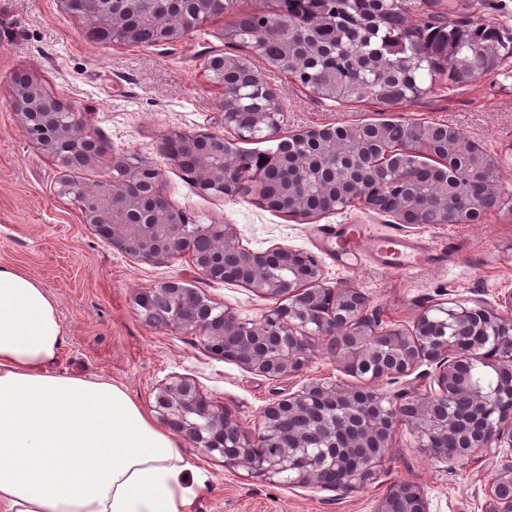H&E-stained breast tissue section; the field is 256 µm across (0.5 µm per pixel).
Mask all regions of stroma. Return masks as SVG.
<instances>
[{
    "instance_id": "1",
    "label": "stroma",
    "mask_w": 512,
    "mask_h": 512,
    "mask_svg": "<svg viewBox=\"0 0 512 512\" xmlns=\"http://www.w3.org/2000/svg\"><path fill=\"white\" fill-rule=\"evenodd\" d=\"M234 20V14L221 15L171 43L101 46L86 39L83 21L66 14L59 0H0V263L36 277L56 299L65 329L58 370L123 385L153 412L154 422L162 420L154 412L158 389L180 378L194 382L215 408L250 428L268 404L312 380L371 387L397 401L401 393L418 390L414 377L372 384L348 375L332 354L318 348L303 372L269 378L212 354L201 337L148 324L135 297L162 281H181L243 320L259 318L272 303L250 288L208 280L187 258L155 265L113 248L83 223L75 203L57 195L62 168L28 138L12 107L13 78L23 72L37 76L75 109L106 154H133L160 168L169 200L195 223L234 225L243 245L254 251L281 245L314 254L328 285L361 289L383 323L412 325L424 307L451 299L499 306L512 291V210L491 213L478 224L405 226L356 205L304 223L252 199L200 194L164 156L163 143L171 134L225 135L223 94L205 65L225 53L224 29ZM256 66L278 93L285 131L383 119L446 124L495 157L501 188L512 195V65L457 87L439 79L427 96L385 110L371 99L326 101L284 71L261 60ZM356 222L375 233L418 240L443 260L399 274L370 264L353 267L322 249L321 225ZM183 449L206 485L193 512H375L398 482L419 485L429 512H484L485 490L506 458L505 449L493 448L450 471L419 448L403 425L379 479L345 494L283 480L261 483L191 443Z\"/></svg>"
}]
</instances>
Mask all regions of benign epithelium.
I'll return each instance as SVG.
<instances>
[{
    "mask_svg": "<svg viewBox=\"0 0 512 512\" xmlns=\"http://www.w3.org/2000/svg\"><path fill=\"white\" fill-rule=\"evenodd\" d=\"M80 19L89 26L112 11V0H83ZM12 103L29 137L67 170L103 156L100 143L61 99L49 94L35 77L13 83ZM268 137L283 141L322 139L334 134L336 124L311 127L301 133L282 134L279 112H268ZM186 146L205 147L199 170L193 175L202 194L229 193L245 198L260 184L248 163L237 159L224 165V157L209 150H224V138L208 132L182 136ZM112 180L95 188L76 183L67 174L58 181L57 194L77 204L82 221L94 226L112 246L139 261L161 264L189 255L201 275L228 282L230 264L249 272L245 286L258 296L276 301L261 318L243 322L228 307L200 295L177 280L161 282L136 298L145 321L165 329L203 338L210 351L231 358L247 370L271 378L303 371L313 349L323 344L338 364L353 376L370 373L372 381L416 374L425 392L409 395L395 405L373 391L346 389L336 383L310 381L288 397L266 406L256 428L249 430L229 413L219 411L196 384L184 379L170 382L155 396L156 409L174 431L186 436L203 454H219L224 465L244 468L260 481L273 482L284 473L293 482L354 492L378 479L396 431L408 425L419 447L453 468L457 461L489 448L512 451V291L504 308L482 301L437 303L416 317L412 328L382 326L368 313L369 299L359 289L327 285L316 257L286 246L254 252L244 248L230 224H191L174 207L162 188L159 171L125 155L112 157ZM495 202L473 209L471 217L452 211L454 224H477L502 205L501 192L489 191ZM388 215L396 224L419 225L417 215L386 208L376 196L358 194L347 205ZM214 241L208 253L194 250L193 240ZM275 266L294 271L296 278L280 279L264 273ZM479 358L493 368L498 383L490 398H475L463 368ZM434 372L416 373L422 365ZM454 437L463 447L450 455L446 444ZM317 440L321 453L332 459L338 482L318 477L313 458L291 454ZM279 442L285 454L266 458L259 449ZM429 512L428 501L410 483L393 485L376 512ZM487 512H512V462L497 470L488 487Z\"/></svg>",
    "mask_w": 512,
    "mask_h": 512,
    "instance_id": "1",
    "label": "benign epithelium"
}]
</instances>
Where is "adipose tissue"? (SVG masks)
<instances>
[{
	"label": "adipose tissue",
	"mask_w": 512,
	"mask_h": 512,
	"mask_svg": "<svg viewBox=\"0 0 512 512\" xmlns=\"http://www.w3.org/2000/svg\"><path fill=\"white\" fill-rule=\"evenodd\" d=\"M64 336L48 289L0 265V512H191L180 441L122 386L57 371Z\"/></svg>",
	"instance_id": "adipose-tissue-1"
}]
</instances>
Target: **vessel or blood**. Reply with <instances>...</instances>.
<instances>
[{
    "label": "vessel or blood",
    "mask_w": 512,
    "mask_h": 512,
    "mask_svg": "<svg viewBox=\"0 0 512 512\" xmlns=\"http://www.w3.org/2000/svg\"><path fill=\"white\" fill-rule=\"evenodd\" d=\"M323 236L339 253L355 258L365 253L376 265L396 271L410 270L431 258L417 241L392 234L372 236L362 224H343Z\"/></svg>",
    "instance_id": "vessel-or-blood-1"
}]
</instances>
